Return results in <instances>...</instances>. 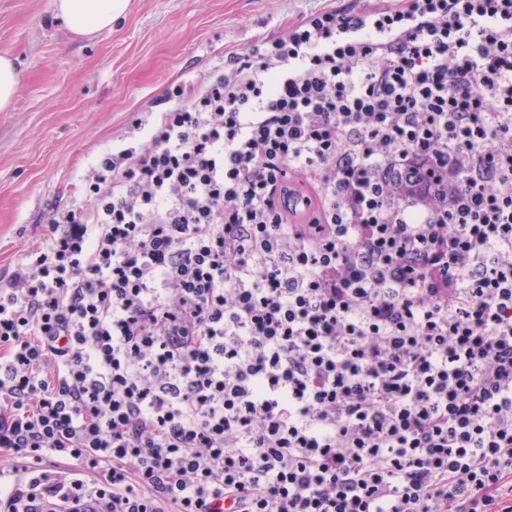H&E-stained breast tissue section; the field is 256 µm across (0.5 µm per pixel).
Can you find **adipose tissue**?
Instances as JSON below:
<instances>
[{
  "mask_svg": "<svg viewBox=\"0 0 512 512\" xmlns=\"http://www.w3.org/2000/svg\"><path fill=\"white\" fill-rule=\"evenodd\" d=\"M131 0H54L56 13L73 33L93 37L111 30L125 15Z\"/></svg>",
  "mask_w": 512,
  "mask_h": 512,
  "instance_id": "obj_1",
  "label": "adipose tissue"
}]
</instances>
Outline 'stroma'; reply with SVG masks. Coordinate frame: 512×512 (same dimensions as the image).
<instances>
[{
  "label": "stroma",
  "mask_w": 512,
  "mask_h": 512,
  "mask_svg": "<svg viewBox=\"0 0 512 512\" xmlns=\"http://www.w3.org/2000/svg\"><path fill=\"white\" fill-rule=\"evenodd\" d=\"M326 4L132 0L111 31L87 39L67 29L53 0H0V53L21 73L13 107L0 112V276L40 240L52 208L81 198L83 175L135 113Z\"/></svg>",
  "instance_id": "stroma-1"
}]
</instances>
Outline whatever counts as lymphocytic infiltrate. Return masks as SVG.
I'll return each mask as SVG.
<instances>
[{
  "instance_id": "obj_1",
  "label": "lymphocytic infiltrate",
  "mask_w": 512,
  "mask_h": 512,
  "mask_svg": "<svg viewBox=\"0 0 512 512\" xmlns=\"http://www.w3.org/2000/svg\"><path fill=\"white\" fill-rule=\"evenodd\" d=\"M165 100L0 285V512H512V0Z\"/></svg>"
}]
</instances>
